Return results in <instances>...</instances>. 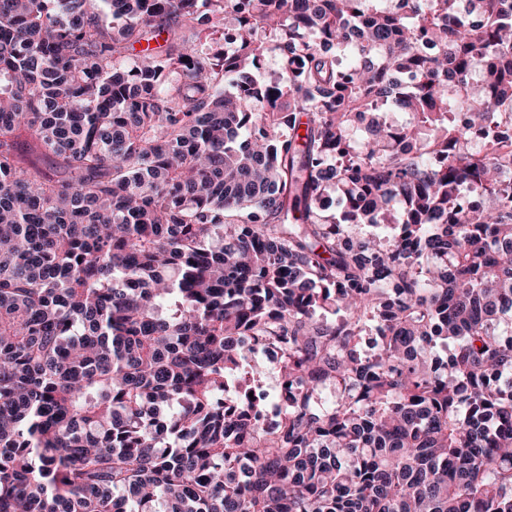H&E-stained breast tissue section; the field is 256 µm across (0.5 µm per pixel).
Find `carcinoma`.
Returning a JSON list of instances; mask_svg holds the SVG:
<instances>
[{"label":"carcinoma","mask_w":512,"mask_h":512,"mask_svg":"<svg viewBox=\"0 0 512 512\" xmlns=\"http://www.w3.org/2000/svg\"><path fill=\"white\" fill-rule=\"evenodd\" d=\"M507 105L512 0H0V512H512Z\"/></svg>","instance_id":"cac0c4a2"}]
</instances>
